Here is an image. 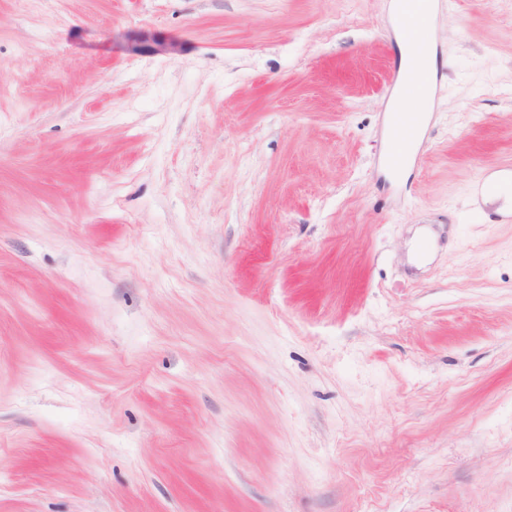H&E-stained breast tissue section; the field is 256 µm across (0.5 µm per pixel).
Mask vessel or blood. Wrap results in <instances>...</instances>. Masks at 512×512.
<instances>
[{"instance_id":"obj_1","label":"vessel or blood","mask_w":512,"mask_h":512,"mask_svg":"<svg viewBox=\"0 0 512 512\" xmlns=\"http://www.w3.org/2000/svg\"><path fill=\"white\" fill-rule=\"evenodd\" d=\"M405 7L400 18V27L406 42L409 72H394L391 83L405 95L418 94L430 86L434 72L428 65L431 46L425 32L428 28V5L430 0H404ZM390 134L393 150L389 161L401 163L408 146L415 143L421 130L417 124L416 112L406 109L392 111L390 118Z\"/></svg>"}]
</instances>
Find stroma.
I'll return each mask as SVG.
<instances>
[{
	"instance_id": "stroma-1",
	"label": "stroma",
	"mask_w": 512,
	"mask_h": 512,
	"mask_svg": "<svg viewBox=\"0 0 512 512\" xmlns=\"http://www.w3.org/2000/svg\"><path fill=\"white\" fill-rule=\"evenodd\" d=\"M391 2L0 0V512H512V0L399 175Z\"/></svg>"
}]
</instances>
